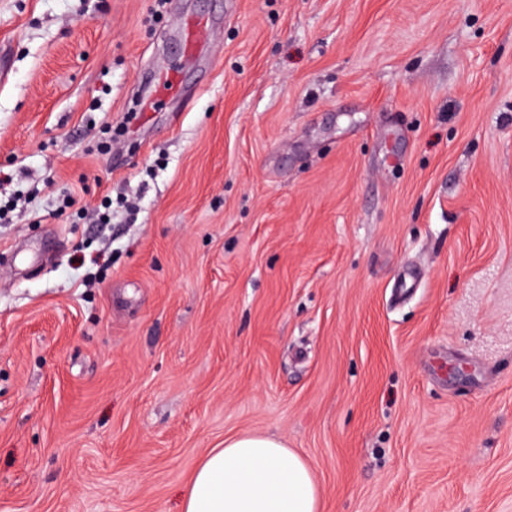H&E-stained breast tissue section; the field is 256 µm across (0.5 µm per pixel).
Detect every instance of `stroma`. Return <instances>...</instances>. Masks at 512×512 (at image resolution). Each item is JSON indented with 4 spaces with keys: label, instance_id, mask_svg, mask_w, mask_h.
Masks as SVG:
<instances>
[{
    "label": "stroma",
    "instance_id": "1",
    "mask_svg": "<svg viewBox=\"0 0 512 512\" xmlns=\"http://www.w3.org/2000/svg\"><path fill=\"white\" fill-rule=\"evenodd\" d=\"M0 53V512H181L239 433L321 512H512V0H0Z\"/></svg>",
    "mask_w": 512,
    "mask_h": 512
}]
</instances>
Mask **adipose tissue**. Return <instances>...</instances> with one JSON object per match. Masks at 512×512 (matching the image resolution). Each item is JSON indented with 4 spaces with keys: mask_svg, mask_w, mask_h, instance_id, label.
<instances>
[{
    "mask_svg": "<svg viewBox=\"0 0 512 512\" xmlns=\"http://www.w3.org/2000/svg\"><path fill=\"white\" fill-rule=\"evenodd\" d=\"M320 510V488L299 453L273 435L240 434L203 456L182 512Z\"/></svg>",
    "mask_w": 512,
    "mask_h": 512,
    "instance_id": "obj_1",
    "label": "adipose tissue"
}]
</instances>
